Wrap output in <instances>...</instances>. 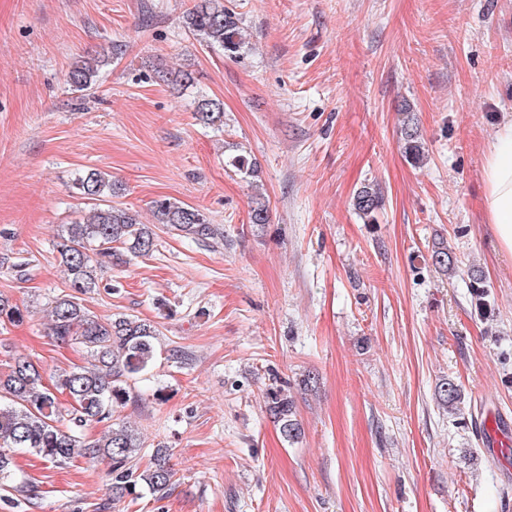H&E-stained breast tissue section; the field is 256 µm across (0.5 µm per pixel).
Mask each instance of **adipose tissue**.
Masks as SVG:
<instances>
[{
	"label": "adipose tissue",
	"instance_id": "ef3b65f1",
	"mask_svg": "<svg viewBox=\"0 0 512 512\" xmlns=\"http://www.w3.org/2000/svg\"><path fill=\"white\" fill-rule=\"evenodd\" d=\"M484 209L501 251L512 255V119L497 129L483 168Z\"/></svg>",
	"mask_w": 512,
	"mask_h": 512
}]
</instances>
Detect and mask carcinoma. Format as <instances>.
<instances>
[{
	"instance_id": "cac0c4a2",
	"label": "carcinoma",
	"mask_w": 512,
	"mask_h": 512,
	"mask_svg": "<svg viewBox=\"0 0 512 512\" xmlns=\"http://www.w3.org/2000/svg\"><path fill=\"white\" fill-rule=\"evenodd\" d=\"M183 23L201 42L231 55L245 47L242 27L224 6V0H195L183 15ZM102 66L103 61L97 57L76 58L68 71L70 86L78 91L89 89L96 83ZM194 115L205 127L224 123L221 103L206 96L195 101ZM403 140L406 157L420 163L425 157V145L410 115L403 120ZM76 188L94 201V207L83 220L66 225L55 245L72 293L54 299L49 330L56 340L85 348L90 361L58 373L50 385L44 383L37 365L21 357L8 373L0 374V486L14 481L12 451L23 450L54 465H65L78 457L108 460L114 498L131 495L141 486L163 494L172 478L168 449H153L150 465L141 470L137 458L142 444L128 426H113L97 440H89L84 434L88 424L111 417L114 408L127 402L128 380L153 366L157 323L130 317L100 321L92 318L79 302V296L99 288L98 272L103 259L112 258L113 245L148 255L155 247L154 231L136 214L112 204L120 187L107 173L91 170L76 179ZM355 207L365 223H376V214L382 207L379 188L374 184L363 186L355 197ZM154 215L159 223L198 240L215 234L204 214L187 204L157 200ZM431 259L443 272L454 270L448 246L442 242L433 246ZM468 276L480 309L487 311L488 289L482 275L472 269ZM63 394L68 397L66 407L60 400ZM438 397L449 414H461L462 390L455 381L442 382ZM265 404L284 437L289 441L298 438L301 429L292 397L278 387L272 388L266 393Z\"/></svg>"
}]
</instances>
